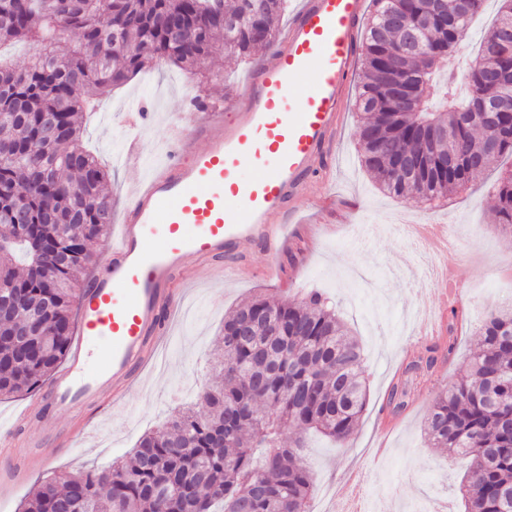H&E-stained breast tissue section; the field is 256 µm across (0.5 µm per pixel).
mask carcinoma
Here are the masks:
<instances>
[{
  "label": "carcinoma",
  "mask_w": 512,
  "mask_h": 512,
  "mask_svg": "<svg viewBox=\"0 0 512 512\" xmlns=\"http://www.w3.org/2000/svg\"><path fill=\"white\" fill-rule=\"evenodd\" d=\"M0 0V43L27 40L36 60L0 65V396L39 389L65 359L94 263L88 241L112 224L108 173L82 145L83 113L112 86L155 59L201 65L222 51L249 59L277 39L288 0ZM485 0H465L448 16L442 0H371L356 87L358 152L384 193L414 194L432 205L503 156L469 114L490 91L482 69L467 75L462 104L434 112V76L454 55ZM497 20L482 38L503 79L494 93L512 101V0H496ZM176 18L179 33L165 24ZM75 38L68 55L55 44ZM416 110L396 106L402 93ZM455 153V166L445 162ZM498 223L512 233V167L493 188ZM26 221L16 228L12 215ZM212 364L221 384L206 386L205 409L179 411L141 437L108 469L90 467L82 485L65 473L41 483L20 512H308L313 473L297 464L302 440L351 436L368 401L361 347L326 294L293 303L266 294L242 302L224 321ZM434 352L406 372L432 371ZM408 384L393 387L395 410ZM298 432L285 443L288 429ZM424 433L430 445L465 460L463 512H512V310L490 309L470 370L437 393Z\"/></svg>",
  "instance_id": "cac0c4a2"
}]
</instances>
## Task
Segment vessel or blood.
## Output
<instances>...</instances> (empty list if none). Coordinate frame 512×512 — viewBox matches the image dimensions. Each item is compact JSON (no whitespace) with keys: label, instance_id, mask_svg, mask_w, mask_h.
Returning <instances> with one entry per match:
<instances>
[{"label":"vessel or blood","instance_id":"1","mask_svg":"<svg viewBox=\"0 0 512 512\" xmlns=\"http://www.w3.org/2000/svg\"><path fill=\"white\" fill-rule=\"evenodd\" d=\"M363 8L364 0H299L280 42L223 112L172 128L164 163L130 191L65 365L38 405L71 410L105 388L122 394L155 357L188 258L218 261L252 243L278 255L284 225L325 175ZM303 84L306 95L294 100Z\"/></svg>","mask_w":512,"mask_h":512}]
</instances>
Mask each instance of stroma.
Segmentation results:
<instances>
[{"instance_id": "stroma-1", "label": "stroma", "mask_w": 512, "mask_h": 512, "mask_svg": "<svg viewBox=\"0 0 512 512\" xmlns=\"http://www.w3.org/2000/svg\"><path fill=\"white\" fill-rule=\"evenodd\" d=\"M249 68L218 55L199 77L156 61L101 99L84 124L83 143L109 167L106 191L113 222L121 220L131 185L164 157L170 128L189 126L188 100L205 94L221 102L237 95ZM141 95L156 117L135 136L126 125L127 103ZM357 129L355 108L347 106L320 187L328 204L321 210L301 206L295 223L286 226V248L274 262L275 275H265L271 262L255 245L245 248L242 271L234 278L226 276L222 264L190 260L193 278L137 390L117 404L111 393H103L98 405L79 418L56 415V422L81 428L73 451L0 493V512H16L34 486L58 471L75 473L124 456L143 433L161 427L173 408L196 403L209 381L224 317L241 301L257 292L293 300L312 290L335 303L362 345L368 370V403L346 447L320 436L308 441L304 461L318 489L327 492L319 501L322 512H358L368 496L378 512H407L424 498L434 499L444 512H460L457 487L465 464L429 448L421 427L433 397L469 368L482 325L475 310L512 305V238L496 224L492 198L500 170L512 162H495L452 194L447 206L432 209L418 198H389L378 191L358 162ZM429 220L452 223L456 246L442 258L439 276L423 284L418 248L397 227ZM454 281L465 284L458 330L454 337L443 334L430 341L419 323L441 315L443 290ZM432 347H450L454 353L430 375L413 379L409 405L383 425L380 413L390 386L408 361ZM381 439L387 448L377 457L373 450Z\"/></svg>"}]
</instances>
